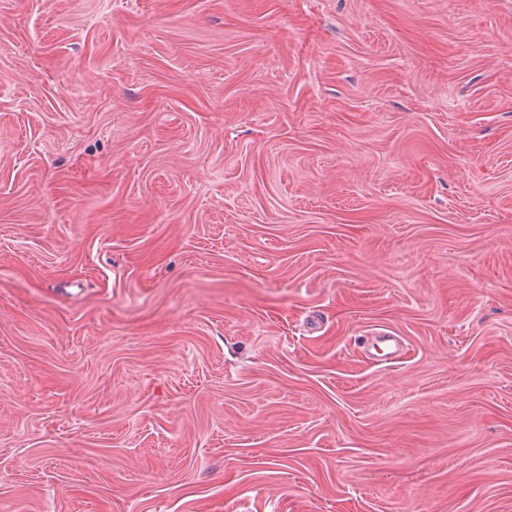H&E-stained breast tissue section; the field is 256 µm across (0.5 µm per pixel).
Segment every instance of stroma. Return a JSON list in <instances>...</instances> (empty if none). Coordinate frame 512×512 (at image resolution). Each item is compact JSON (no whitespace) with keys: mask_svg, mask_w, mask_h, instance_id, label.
Wrapping results in <instances>:
<instances>
[{"mask_svg":"<svg viewBox=\"0 0 512 512\" xmlns=\"http://www.w3.org/2000/svg\"><path fill=\"white\" fill-rule=\"evenodd\" d=\"M0 512H512V0H0Z\"/></svg>","mask_w":512,"mask_h":512,"instance_id":"1","label":"stroma"}]
</instances>
